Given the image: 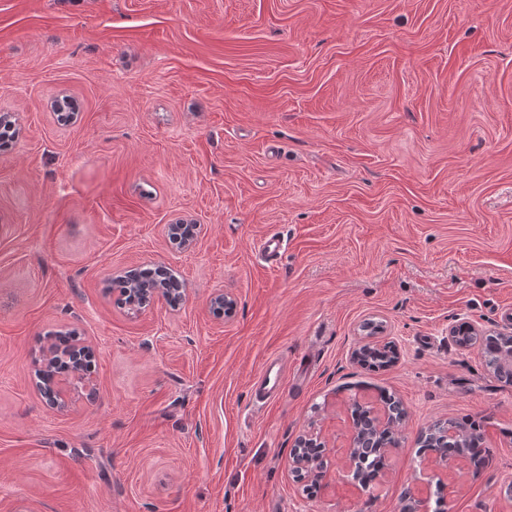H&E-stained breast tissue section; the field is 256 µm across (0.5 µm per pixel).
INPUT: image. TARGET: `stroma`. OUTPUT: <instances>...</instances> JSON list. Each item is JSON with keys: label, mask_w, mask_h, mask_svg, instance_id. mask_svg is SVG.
Returning <instances> with one entry per match:
<instances>
[{"label": "stroma", "mask_w": 512, "mask_h": 512, "mask_svg": "<svg viewBox=\"0 0 512 512\" xmlns=\"http://www.w3.org/2000/svg\"><path fill=\"white\" fill-rule=\"evenodd\" d=\"M1 113L0 512H512V384L449 336L512 311V0H0ZM148 264L182 304L107 292ZM50 331L93 349L95 400L44 403ZM385 391L407 416L364 490L351 407ZM465 418L488 464L434 467L420 436ZM365 356L360 360L362 364L371 369H383L390 365L394 359V349L391 345L381 348L365 347ZM278 365L276 359H271L263 366L261 376L253 389L257 403L260 402L259 399L267 398L281 389L284 375ZM318 445H320L324 451L326 450L325 442L322 441L320 436L314 434L301 435L296 440L294 446L296 449L292 451L291 457L288 460V470L297 479L300 480L310 477L311 475L320 476L319 474L324 467V464L321 465V459L308 454L305 450H301L302 448H312Z\"/></svg>", "instance_id": "35a3bbf8"}]
</instances>
